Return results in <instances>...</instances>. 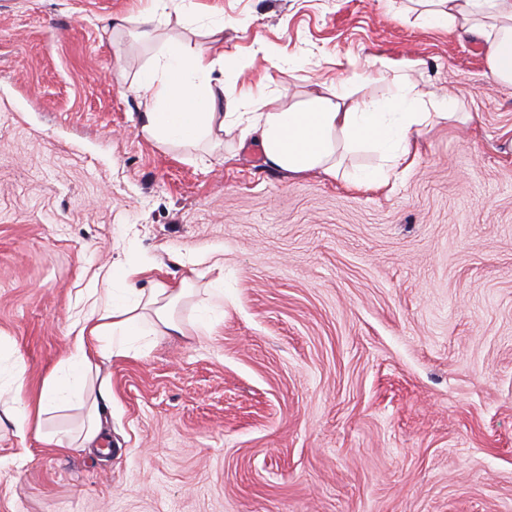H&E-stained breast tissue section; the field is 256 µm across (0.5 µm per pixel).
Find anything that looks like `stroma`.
Returning a JSON list of instances; mask_svg holds the SVG:
<instances>
[{"label":"stroma","instance_id":"stroma-1","mask_svg":"<svg viewBox=\"0 0 512 512\" xmlns=\"http://www.w3.org/2000/svg\"><path fill=\"white\" fill-rule=\"evenodd\" d=\"M143 7L0 0V355L35 395L127 262L223 260L224 321L103 364L98 447L1 430L0 512H512V87L482 42L384 0H191L158 30L209 50L230 100L378 56L455 92L471 125L425 134L384 195L272 172L235 132L150 141Z\"/></svg>","mask_w":512,"mask_h":512}]
</instances>
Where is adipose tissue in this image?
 Segmentation results:
<instances>
[{"label": "adipose tissue", "mask_w": 512, "mask_h": 512, "mask_svg": "<svg viewBox=\"0 0 512 512\" xmlns=\"http://www.w3.org/2000/svg\"><path fill=\"white\" fill-rule=\"evenodd\" d=\"M401 15L485 45V65L499 83L512 86V0H409ZM215 62L204 49L164 42L140 73L137 93L148 106L141 130L159 144L198 145L240 130L259 144L264 165L298 177L319 173L356 190L385 192L393 178L412 170L420 139L435 123L469 125L473 115L454 94L424 92L402 62L369 58L349 78L313 82L299 100L281 104L265 89L223 101L213 89ZM173 284L151 278V265L127 264L105 276L80 320L69 355L45 377L35 400L21 399L26 367L0 361V426L66 451H82L103 432V411L114 394L100 363L141 353L145 337L186 333L175 317L199 271L185 262ZM83 419L77 430L57 426L62 412Z\"/></svg>", "instance_id": "ef3b65f1"}]
</instances>
